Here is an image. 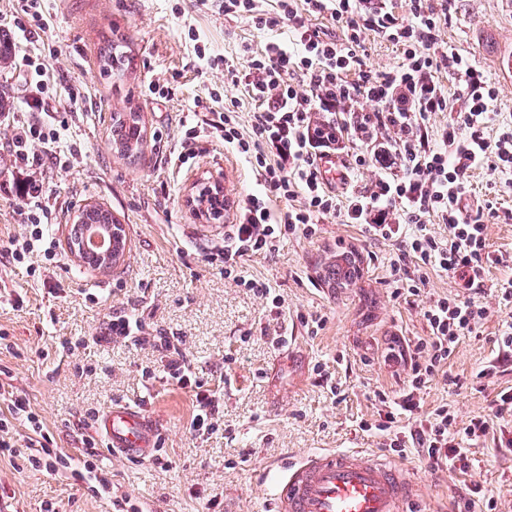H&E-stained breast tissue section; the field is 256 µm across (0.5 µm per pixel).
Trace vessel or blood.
<instances>
[{
    "mask_svg": "<svg viewBox=\"0 0 512 512\" xmlns=\"http://www.w3.org/2000/svg\"><path fill=\"white\" fill-rule=\"evenodd\" d=\"M96 430L113 455L142 460L156 446L158 424L141 408L116 404ZM416 500L406 469L364 450L316 452L275 475V512H410Z\"/></svg>",
    "mask_w": 512,
    "mask_h": 512,
    "instance_id": "vessel-or-blood-1",
    "label": "vessel or blood"
}]
</instances>
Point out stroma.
<instances>
[{
  "instance_id": "obj_1",
  "label": "stroma",
  "mask_w": 512,
  "mask_h": 512,
  "mask_svg": "<svg viewBox=\"0 0 512 512\" xmlns=\"http://www.w3.org/2000/svg\"><path fill=\"white\" fill-rule=\"evenodd\" d=\"M45 30L16 45L10 63L0 65V93L15 114H27L35 65L47 68V94L65 130L73 155L67 166L17 170L5 143L11 120L0 121V238L24 231L21 182L43 183L59 241V262L46 268L42 257L1 265L0 283L20 294L21 304L0 298V332L12 350H0L15 390L27 395L57 450L72 458L83 453L81 435L90 416L112 403L142 406L162 426L160 445L171 464L152 459H119L101 449L112 475V492L94 497L68 474L20 469L0 456L4 512H41L53 502L62 512H113L112 501L128 496L143 512H202V495L218 496L222 512H267L273 475L281 463L322 450H372L410 469L418 483L421 512L465 510L469 474L431 468L420 449L397 453L385 435L363 430L382 405L376 394H394L407 377L386 358L394 338L416 340L426 333L423 317L431 298L453 296L459 288L443 272L433 273L425 292L394 299L385 282L397 250L372 241L357 226L325 218L317 235L281 239L271 255L247 261L246 276L269 284L280 306L254 296L224 272V222L196 205L200 189L219 183L233 194L257 190L250 165L221 139L200 137L193 158L179 160L184 122L202 124L211 110L238 101L241 131L251 127L253 105L223 68L201 69L195 49L241 66L245 49H259L266 36L243 18L224 16L216 4L196 0H44ZM443 37L472 59L497 90L494 109L512 117V85L499 82L497 57L512 43V0H448ZM122 41L134 59L121 80L105 79L98 51L103 39ZM32 66H24L22 57ZM135 108L144 128L143 155L131 163L116 154L109 139L112 113ZM88 203L108 208L126 232L128 247L112 272L87 271L70 252L68 236L77 210ZM469 207L512 209V186L497 174L477 171ZM487 249L499 262L491 283L512 278V222L487 221ZM361 257L357 287L335 291L323 269L337 253ZM478 300L490 310L476 333L460 340L448 360L447 376L420 393L423 412L445 405L457 425L485 417L492 435L468 449L472 472L480 474L495 512H512V413L497 415L494 400L512 388V352L496 339L512 312L499 308L493 290ZM136 309L147 333H176L204 380L227 375L215 430L193 437L192 400L184 390L143 378L156 367L151 348L97 341L105 314ZM323 329L312 330V319ZM284 336V345L272 340ZM85 347L63 351L64 341ZM49 355L39 358L36 348ZM494 375L482 377L485 368Z\"/></svg>"
}]
</instances>
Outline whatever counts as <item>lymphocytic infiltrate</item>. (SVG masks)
<instances>
[{
  "instance_id": "obj_1",
  "label": "lymphocytic infiltrate",
  "mask_w": 512,
  "mask_h": 512,
  "mask_svg": "<svg viewBox=\"0 0 512 512\" xmlns=\"http://www.w3.org/2000/svg\"><path fill=\"white\" fill-rule=\"evenodd\" d=\"M221 8L225 16L248 18L260 31L288 30L287 41L266 42L229 72L254 106L250 134L239 131L230 107L212 112L205 126L185 131L189 147L204 132L233 145L253 165L262 187L239 201L238 221L224 232L225 274L254 295L268 297L271 290L264 282L242 275L247 258L275 252L287 235L314 236L321 220L332 215L359 225L372 239L397 243L398 255L386 276L394 298L419 295L435 271L457 278L465 297L431 299L423 314L426 336L399 349V357L409 363L408 378L395 395L379 393L382 408L374 428L393 431L400 416L411 417L409 430L394 432L391 448L400 453L418 448L431 467L467 472L465 445L488 434V420L477 417L460 427L444 406L420 414V392L442 372L460 340L487 318L477 299L485 286H493L500 306L512 307V279L488 281L496 259L486 245L484 210L471 211L465 204L476 169H490L512 184V122L499 119L493 108L495 87L469 57L442 40L448 10L434 0H404L399 13L385 0H275L267 11L256 0H223ZM310 15L323 18L324 26H310ZM369 34L400 50L396 68L381 72L367 64ZM450 79L455 82L451 88L446 85ZM454 98L463 104L456 112L450 106ZM339 112L349 113L354 131L365 138L364 150L355 155L356 168L375 163L382 169L369 185L341 197L325 191L319 165L341 147L344 130L334 120ZM441 112L450 118L430 135L429 122ZM492 124L497 135L491 139L486 130ZM9 147L15 163L26 168L66 157L59 131L44 125H18ZM20 194L28 202L25 231L0 239V258L20 263L39 253L47 264L56 263L52 211L43 203L42 184L25 181ZM434 222L444 224L447 236L432 234ZM100 338L153 348L161 368L144 369V377L191 393L193 434L213 429L223 390L200 379L183 351L184 337L146 335L140 318L116 311L105 315ZM7 401L0 415L1 454L23 456L36 471L69 472L90 494L110 491L94 437H83L81 464L72 466L70 457L51 449L29 399L12 391ZM18 424L28 432L22 448L9 436Z\"/></svg>"
}]
</instances>
